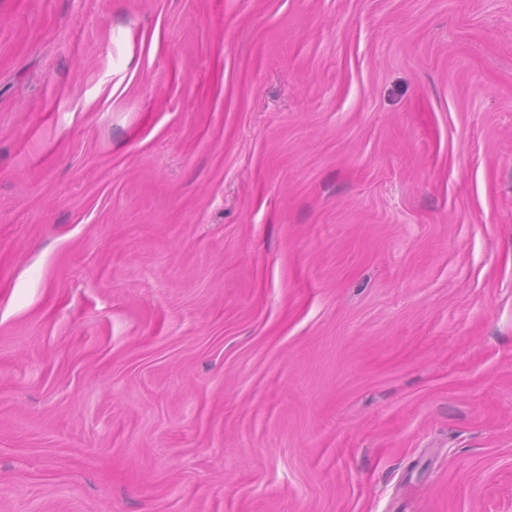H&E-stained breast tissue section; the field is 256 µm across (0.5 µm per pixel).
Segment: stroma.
<instances>
[{"instance_id": "1", "label": "stroma", "mask_w": 512, "mask_h": 512, "mask_svg": "<svg viewBox=\"0 0 512 512\" xmlns=\"http://www.w3.org/2000/svg\"><path fill=\"white\" fill-rule=\"evenodd\" d=\"M0 512H512V0H0Z\"/></svg>"}]
</instances>
